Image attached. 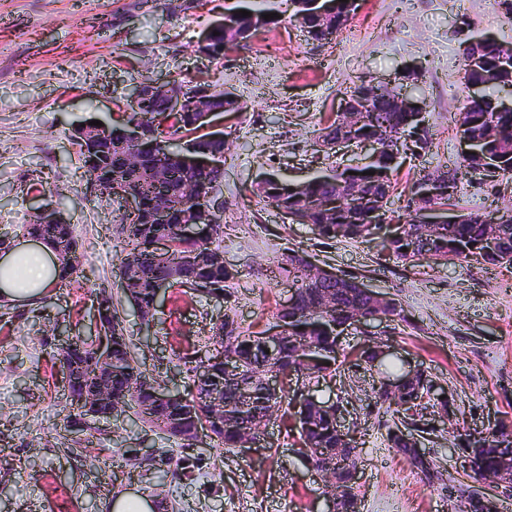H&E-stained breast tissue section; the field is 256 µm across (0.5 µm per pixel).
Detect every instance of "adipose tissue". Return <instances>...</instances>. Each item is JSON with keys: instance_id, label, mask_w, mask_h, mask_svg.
Returning a JSON list of instances; mask_svg holds the SVG:
<instances>
[{"instance_id": "1", "label": "adipose tissue", "mask_w": 512, "mask_h": 512, "mask_svg": "<svg viewBox=\"0 0 512 512\" xmlns=\"http://www.w3.org/2000/svg\"><path fill=\"white\" fill-rule=\"evenodd\" d=\"M20 258L26 262V271L23 279L17 281L9 278L8 272ZM60 268L61 263L50 247H15L0 257V299L24 304L39 301L56 283Z\"/></svg>"}]
</instances>
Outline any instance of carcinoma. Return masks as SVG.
Instances as JSON below:
<instances>
[{
  "label": "carcinoma",
  "mask_w": 512,
  "mask_h": 512,
  "mask_svg": "<svg viewBox=\"0 0 512 512\" xmlns=\"http://www.w3.org/2000/svg\"><path fill=\"white\" fill-rule=\"evenodd\" d=\"M293 8V16L305 28L316 27L308 0H285ZM333 20L337 22L335 32L342 31L357 9V0H327ZM278 0H253L249 9L251 15H236L230 24L215 28L217 34L210 35V47L215 60L221 62L227 53L237 47H245L259 28L255 22L267 26L274 20L264 15L279 13ZM473 57L480 65L471 76L484 84V96L480 102L466 99L460 108L461 120L469 125L472 138L484 148L479 158L465 159L466 167L473 168L483 161H489L500 171V175H512V110L499 109L502 84L512 82V63L502 57L499 46L494 42L479 41L471 48ZM194 88L208 98L209 107L224 110L230 102L224 93L213 89L206 81L195 82ZM370 112L366 122L357 130L348 128L341 116L320 129L318 138L326 139L338 135H352L354 132L376 139L381 149L375 156L360 159L353 166L340 168L330 166L318 171L308 179L295 182L283 179L276 183L261 185L259 196L277 207L290 210L299 224H309L315 234L327 241L365 239L377 234L382 225L392 222L400 225L398 237L382 240L383 247L396 259L411 264L419 259L435 262L476 263L479 265L512 264V216L500 217L498 244L493 253L484 251L483 242L492 230L486 224L485 213L467 212L458 216L456 224H441L434 228L415 223L418 210L423 206H450L453 197L443 192L415 203L414 190H409L407 213L404 220H397L387 207L388 199L395 190L394 176L398 165L391 164V149L402 134L407 131L408 113L395 110L392 101L385 94H375L368 100ZM200 112H167L166 99L149 96L143 100L141 111L115 121L108 126L112 139V157L103 160L91 150V132H82L76 127L70 134L82 162L87 181L99 177L100 170L109 168L112 182L124 193L137 196L140 208L125 212L120 217V233L123 236V257L121 266L124 274L123 293L127 301L147 321L146 314L154 309V289L161 283L169 287L192 283L197 293L210 296L220 292L229 297L226 283L235 273L224 266L220 241L224 236V224L220 215L210 221L211 236L205 240L191 239L181 234V227L187 221L184 208H170L163 224L154 222L155 212L163 202V193L178 194L188 199L204 192L215 191L224 180V171L217 168L191 167L184 162L186 145L196 143L197 147L209 153L213 159L224 161V140L211 138L201 131L204 122ZM141 129V136L132 139L127 136L129 126ZM135 153L140 163L130 165L127 156ZM380 211L381 223L370 224L367 214ZM24 231L42 238L53 249H78L70 225L27 224ZM166 239L171 244V253L166 262L155 259L152 244ZM296 283L297 305L290 311L278 309L275 319L284 328L280 337L279 369L286 375L298 371L300 352L309 351L322 359L318 372L327 376L336 371L339 352L337 338L330 322H343L360 314L366 318H379L388 324L405 320L400 302L389 296L372 298L358 288V277L348 275L339 283H329L312 274L314 263L304 251L291 250L284 257ZM99 305L105 307L108 317L102 326L104 335L112 341V395L122 408H137L138 414L150 427L180 442L189 448L197 440L195 423L208 418L210 410L205 405L203 388L195 386V392L176 396L166 401L147 404L148 391L158 384L157 379L142 370L141 364L133 357L129 340L125 334L124 319L112 302V295L102 292ZM218 333L211 336L214 351L225 354L242 364V382L253 381L268 371V364L254 355L251 340L254 333L242 329L230 317L217 327ZM94 341L81 336L74 337V347L59 349L55 359L64 363L73 359L86 364L95 360ZM432 382L430 373L404 385V408L393 409L388 405L387 393L382 389L373 391L372 399L379 407L391 409L400 415V424L388 431L390 447L419 470L429 483L443 485V473L432 462L424 467L417 462L412 451L415 442L404 435L401 426L412 423L420 425L424 400L430 398ZM285 394L271 398L261 389H256L252 402L243 406L239 402V383L224 382V430L216 432L219 444L226 449L240 447L243 433L272 416L276 404L282 403ZM301 408L294 413V426L298 431L302 448H322L326 456L336 457V449H346L345 457L356 456L355 447L344 441L336 432V418L333 409L315 401L310 396L300 395ZM504 448H512V427L501 424L488 429L479 438L467 441L465 452L472 457L476 475L494 470L498 455Z\"/></svg>",
  "instance_id": "1"
}]
</instances>
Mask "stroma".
<instances>
[{"mask_svg": "<svg viewBox=\"0 0 512 512\" xmlns=\"http://www.w3.org/2000/svg\"><path fill=\"white\" fill-rule=\"evenodd\" d=\"M251 0H0V237L22 240L45 206L60 209L79 245L74 281L57 282L37 313L0 305V512H105L133 486L162 494L166 512H324L325 482L299 453L298 439L273 413L256 443L217 451L204 437L193 450L143 424L135 409L71 425L61 368L52 356L56 325L69 335L95 333V300L111 292L134 356L166 389L184 391L191 364L208 357L211 328L223 316L252 331L269 329L293 277L283 254L302 250L324 268L355 274L368 288L398 299L405 321L378 325L396 364L427 370L448 391V413L426 410L421 439L460 495L476 489L459 448L495 423L512 425V265H405L379 239L324 242L256 194L269 174L304 180L327 156L314 152L315 130L341 96L365 79L398 81L408 94L424 87L429 153L406 158L399 182L424 170L463 164L458 109L469 94L454 29L512 45V20L492 0H358L331 43L307 40L283 16L224 61L199 58L198 38L225 12ZM141 73L158 81L205 78L240 104L219 115L225 142L224 264L235 273L220 303L185 287L168 289L150 323L134 316L121 291L122 208L96 197L70 131L123 114L126 88ZM42 190H32V180ZM457 202L465 211L512 210V177L487 182L465 173ZM381 375L346 363L319 379L292 376L299 393L338 403L358 453L360 512H451L453 504L421 481L388 442L392 414L375 407ZM136 449L140 463L127 452ZM189 456L194 476L160 478L145 465L152 451Z\"/></svg>", "mask_w": 512, "mask_h": 512, "instance_id": "1", "label": "stroma"}]
</instances>
